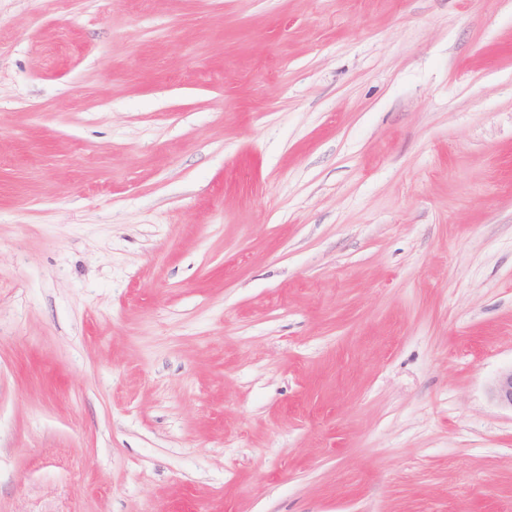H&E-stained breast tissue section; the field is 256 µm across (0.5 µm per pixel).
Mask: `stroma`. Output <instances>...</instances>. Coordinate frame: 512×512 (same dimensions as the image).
<instances>
[{
  "instance_id": "obj_1",
  "label": "stroma",
  "mask_w": 512,
  "mask_h": 512,
  "mask_svg": "<svg viewBox=\"0 0 512 512\" xmlns=\"http://www.w3.org/2000/svg\"><path fill=\"white\" fill-rule=\"evenodd\" d=\"M512 0H0V512H512ZM490 396L499 406L512 410V369L499 374L490 388Z\"/></svg>"
}]
</instances>
